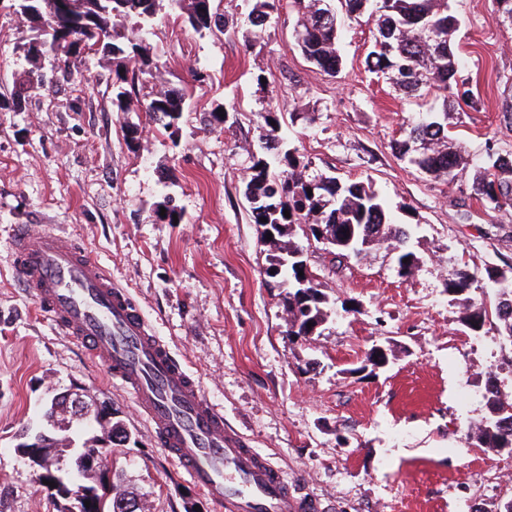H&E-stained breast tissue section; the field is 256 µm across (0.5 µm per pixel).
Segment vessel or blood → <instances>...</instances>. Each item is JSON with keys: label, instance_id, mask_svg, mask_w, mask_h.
<instances>
[{"label": "vessel or blood", "instance_id": "1", "mask_svg": "<svg viewBox=\"0 0 512 512\" xmlns=\"http://www.w3.org/2000/svg\"><path fill=\"white\" fill-rule=\"evenodd\" d=\"M12 253L21 286L132 395L154 442L222 512H322L318 499L297 491L279 467L225 425L129 293L86 248L22 225Z\"/></svg>", "mask_w": 512, "mask_h": 512}]
</instances>
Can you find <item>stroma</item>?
I'll return each instance as SVG.
<instances>
[{"label": "stroma", "instance_id": "35a3bbf8", "mask_svg": "<svg viewBox=\"0 0 512 512\" xmlns=\"http://www.w3.org/2000/svg\"><path fill=\"white\" fill-rule=\"evenodd\" d=\"M255 2L214 0L221 33L200 35L183 16L163 15L150 40L160 74L148 87L186 89L173 136L145 113L117 111L116 65L98 55L66 71L45 60L53 83L8 110L31 32L0 11V512H60L62 500L47 495L16 446L52 397L73 388L109 401L123 419L131 440L113 447L112 472L148 512H219L154 443L125 389L20 287L11 261L19 224L78 240L198 377L225 425L320 498L324 512H448L452 496L460 512H491L512 498V489L474 487L488 470L512 476V451L462 445L488 414V378L512 402L503 368L512 349L493 330L470 334L443 288L459 257L472 267L512 266V207L489 209L471 189L488 151L512 153V25L498 21L495 0H451L461 77L478 102L454 113L466 164L449 184L391 149L433 100L368 70L367 14L326 0L341 23L342 68L331 76L301 54L287 0H276L259 33L247 23ZM271 104L285 148L311 172L371 182L396 223L412 225L408 246L422 260L405 280L386 248L340 262L295 229L291 240L331 302L309 341L288 334L281 281L265 274L269 251L240 193ZM220 109L229 119L216 127L210 115ZM167 196L182 223L160 215ZM379 344L392 350L389 365L367 367Z\"/></svg>", "mask_w": 512, "mask_h": 512}]
</instances>
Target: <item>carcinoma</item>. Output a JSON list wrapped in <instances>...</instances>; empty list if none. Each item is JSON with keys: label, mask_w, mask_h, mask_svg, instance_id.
Segmentation results:
<instances>
[{"label": "carcinoma", "mask_w": 512, "mask_h": 512, "mask_svg": "<svg viewBox=\"0 0 512 512\" xmlns=\"http://www.w3.org/2000/svg\"><path fill=\"white\" fill-rule=\"evenodd\" d=\"M9 8L28 23L32 38L23 45L32 68L15 82L13 100L26 97L42 88L34 80L38 63L46 57L62 58L66 63H82L86 57L102 55L116 60L123 72L116 73L112 84V102L118 110L144 112L152 123L165 130L179 129L186 93L169 88L138 96V86L158 71L159 65L149 53L147 44L154 25L160 20L159 0H9ZM321 0H291L298 14L301 34L297 45L310 63L334 76L341 61L337 43L340 24L336 14L318 6ZM373 3L371 16L377 35L368 54L370 69L387 76L401 90L420 92L436 90L442 96V114L448 115V104L458 99L476 107L470 89L459 80L461 62L454 48L458 18L449 0H346L348 13H360ZM170 11L187 16L190 27L205 34L218 24L206 0H167ZM269 0H257L248 15L254 29H262L270 18ZM275 108L264 115L265 130L261 150L275 154L278 169L261 157L253 162L243 194L248 202L250 220L262 227L269 225L276 237L268 241L272 252L270 267L281 268L288 291L282 306L288 313V335L303 340L312 338L328 317V300L313 271H301L307 259L303 249L289 237L295 226H306V239L321 242L328 235L348 231L346 244L336 248L342 258L357 257L368 248L386 246L396 252L397 274L411 278L419 268L415 254L407 250L410 228L389 217L384 201L362 181H341L335 176L306 175L308 165L290 149L283 150L280 125ZM448 123L418 119L408 124L393 144L398 157L408 161L421 173L434 180L453 183L463 170L462 146L450 144ZM512 154L491 153L472 179V190L489 208L501 210L512 206ZM290 217H285L284 211ZM267 222H262V219ZM408 262H403V259ZM495 293V301H472L465 297L476 284ZM444 290L453 299H462V324L474 335L485 326L495 327L497 334L512 346V276L502 268L487 266L483 274L465 262L454 265L444 278ZM489 416L467 434V444L474 448H512V412L505 410L496 381L491 379L486 396ZM128 438L120 419L104 436H87L76 427L69 435L57 438L44 432L31 436L41 447L53 453L59 442L73 444L78 457L72 470L58 476L59 484L76 492L80 478L79 455L112 453V446ZM110 501L112 507L103 512H130L136 501L117 490Z\"/></svg>", "instance_id": "obj_1"}]
</instances>
